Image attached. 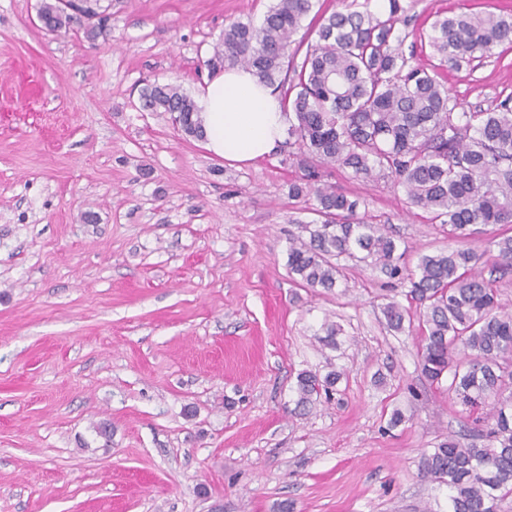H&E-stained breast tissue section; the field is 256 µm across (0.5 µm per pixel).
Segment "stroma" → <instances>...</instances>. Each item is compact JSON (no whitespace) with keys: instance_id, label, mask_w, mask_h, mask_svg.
Returning a JSON list of instances; mask_svg holds the SVG:
<instances>
[{"instance_id":"obj_1","label":"stroma","mask_w":512,"mask_h":512,"mask_svg":"<svg viewBox=\"0 0 512 512\" xmlns=\"http://www.w3.org/2000/svg\"><path fill=\"white\" fill-rule=\"evenodd\" d=\"M40 2L0 0V512H448L422 456L473 416L422 377L419 328L386 325L407 282L344 256L333 292L294 283L288 248L313 215L288 146L238 167L141 108L148 82L195 94L225 25L271 0H100L94 40L35 26ZM511 10L412 0L402 50L439 65L420 41L436 14ZM446 85L493 108L512 47ZM328 180L406 269L452 246L392 179ZM306 370L341 379L302 416Z\"/></svg>"}]
</instances>
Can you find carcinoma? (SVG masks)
<instances>
[{
	"instance_id": "carcinoma-1",
	"label": "carcinoma",
	"mask_w": 512,
	"mask_h": 512,
	"mask_svg": "<svg viewBox=\"0 0 512 512\" xmlns=\"http://www.w3.org/2000/svg\"><path fill=\"white\" fill-rule=\"evenodd\" d=\"M411 5L388 0H350L327 13L320 0H273L256 21L236 20L207 61L210 73L242 66L273 89L288 112V145L297 148L301 176L294 197L311 196L317 219L300 225L308 237L290 244L288 274L304 288L336 287L341 268L334 259L360 253L391 278L402 275L397 245L377 224L358 217L359 200L325 181L329 170L353 177L393 178L409 203L448 225L461 243L478 227L512 224V95L488 112H469L451 101L441 73L412 64L400 47V25ZM38 15L50 32L97 19L90 33L106 32L108 17L90 0H42ZM311 40L294 36L307 18ZM450 69L488 58L512 45V13L442 15L425 36ZM145 111L170 115L187 136L203 135L194 100L172 83L140 90ZM497 255L493 272L512 271V236L489 241ZM485 252L472 247L420 256L408 274L409 304L419 309L423 338L418 351L422 376L448 378V393L483 410L487 444L464 445L450 436L422 458L424 474L448 487V512H499L512 497V314L501 311L494 280L478 270ZM388 328L405 331L407 309L382 306ZM469 359H456L457 348ZM340 374L297 375L296 409L306 412L332 389Z\"/></svg>"
}]
</instances>
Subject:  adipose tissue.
<instances>
[{"instance_id": "1", "label": "adipose tissue", "mask_w": 512, "mask_h": 512, "mask_svg": "<svg viewBox=\"0 0 512 512\" xmlns=\"http://www.w3.org/2000/svg\"><path fill=\"white\" fill-rule=\"evenodd\" d=\"M195 103L204 148L225 161L254 163L274 153L287 135L288 116L277 94L248 69L229 68L207 79Z\"/></svg>"}]
</instances>
